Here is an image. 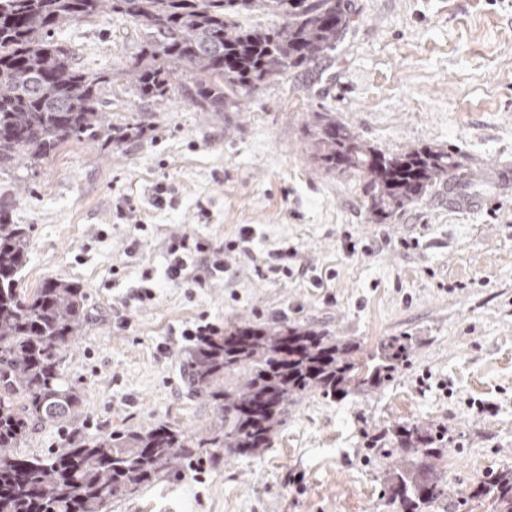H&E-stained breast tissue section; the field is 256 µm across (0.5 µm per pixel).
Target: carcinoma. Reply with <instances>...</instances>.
Returning a JSON list of instances; mask_svg holds the SVG:
<instances>
[{
    "instance_id": "cac0c4a2",
    "label": "carcinoma",
    "mask_w": 512,
    "mask_h": 512,
    "mask_svg": "<svg viewBox=\"0 0 512 512\" xmlns=\"http://www.w3.org/2000/svg\"><path fill=\"white\" fill-rule=\"evenodd\" d=\"M285 18L282 27L247 30L242 10ZM120 14L147 35L140 56L125 69L139 98L173 91L180 70L195 82L178 89L205 112H223L263 84L330 59L354 20L346 0H0V165L45 158L67 141L122 142L130 126L105 123L102 90L112 73H89L52 32L100 12ZM316 160L327 172L367 179L369 211L389 218L453 176L470 185L458 155L428 147L387 153L350 128L317 113ZM30 225L0 210V512H104L162 477L221 453L261 456L283 426L288 408L309 395L344 398L391 381L408 364L412 337L380 344L373 364L359 370L356 342L309 324L242 321L208 330L184 350L183 380L190 398L218 410L204 431L186 433L166 422L74 437L46 456L14 453L34 424L64 426L80 407V391L65 380L61 352L86 320L84 288L46 280L20 292ZM404 450L388 486L404 512L446 497L445 435L413 424L393 430ZM501 512H512V475H501Z\"/></svg>"
}]
</instances>
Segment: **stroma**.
<instances>
[{
  "mask_svg": "<svg viewBox=\"0 0 512 512\" xmlns=\"http://www.w3.org/2000/svg\"><path fill=\"white\" fill-rule=\"evenodd\" d=\"M354 25L335 56L269 82L240 109L203 112L177 93L144 101L115 74L144 30L115 13L68 24L54 39L87 72L112 71L101 110L138 128L116 143L66 142L37 163L0 169V207L31 227L21 288L80 283L87 319L62 354L83 402L63 428L44 426L24 455L158 420L187 431L213 406L188 398L184 329L243 320L304 323L360 343L415 341L411 362L374 392L294 405L256 458L164 477L105 512H403L387 477L401 452L386 430L444 429L446 499L428 512H495L474 490L512 471V194L483 210L448 207V187L376 222L365 179L329 173L310 154L316 113L386 152L458 153L475 189L491 164L512 166V0H350ZM253 235L205 286L165 276L167 245L208 249ZM288 250L287 272L267 269ZM153 297L140 299L143 289Z\"/></svg>",
  "mask_w": 512,
  "mask_h": 512,
  "instance_id": "1",
  "label": "stroma"
}]
</instances>
